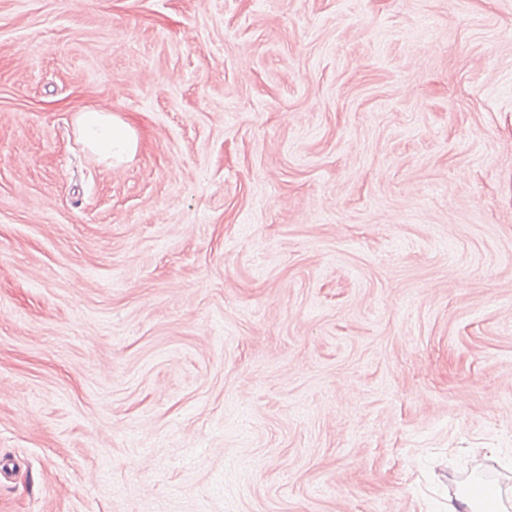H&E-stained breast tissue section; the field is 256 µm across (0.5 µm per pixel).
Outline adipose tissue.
Returning a JSON list of instances; mask_svg holds the SVG:
<instances>
[{
	"label": "adipose tissue",
	"instance_id": "adipose-tissue-1",
	"mask_svg": "<svg viewBox=\"0 0 512 512\" xmlns=\"http://www.w3.org/2000/svg\"><path fill=\"white\" fill-rule=\"evenodd\" d=\"M75 125L85 145L102 159L121 161L136 149L131 125L104 108L79 109ZM445 512H512V496L501 487L475 481L449 500Z\"/></svg>",
	"mask_w": 512,
	"mask_h": 512
}]
</instances>
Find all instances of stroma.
<instances>
[{
  "label": "stroma",
  "mask_w": 512,
  "mask_h": 512,
  "mask_svg": "<svg viewBox=\"0 0 512 512\" xmlns=\"http://www.w3.org/2000/svg\"><path fill=\"white\" fill-rule=\"evenodd\" d=\"M476 477L512 488V0H0V512ZM75 125L85 145L104 160L123 161L137 146V137L131 125L112 112L90 106L75 114Z\"/></svg>",
  "instance_id": "stroma-1"
}]
</instances>
